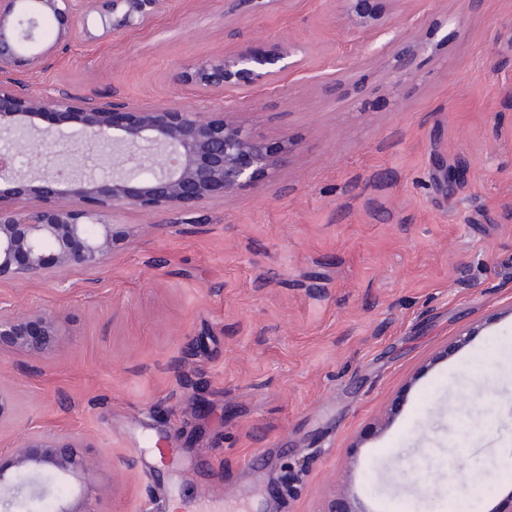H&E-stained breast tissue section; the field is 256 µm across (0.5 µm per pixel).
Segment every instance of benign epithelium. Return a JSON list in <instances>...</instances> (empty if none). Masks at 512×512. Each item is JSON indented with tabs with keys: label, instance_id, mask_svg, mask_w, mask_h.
Returning a JSON list of instances; mask_svg holds the SVG:
<instances>
[{
	"label": "benign epithelium",
	"instance_id": "1",
	"mask_svg": "<svg viewBox=\"0 0 512 512\" xmlns=\"http://www.w3.org/2000/svg\"><path fill=\"white\" fill-rule=\"evenodd\" d=\"M167 0H0V280H50L72 266L99 267L128 242L108 222L123 208L144 211L190 208L254 185L282 162L242 124L237 112H203L180 101L135 108L97 105L60 92H30L15 74L34 69L47 52L40 28L48 19L54 45L106 43L153 25ZM353 23L389 31L393 15L381 7L355 10ZM395 46L389 88L416 79L425 45ZM298 49L275 44L264 52L239 47L180 67L177 80L208 95L276 87L300 66ZM65 122L79 125L70 132ZM112 147V167L96 172L85 146ZM28 158L22 171L19 157ZM12 196L41 203L28 215L5 205ZM56 317L43 308L0 307V358L26 352L52 358L59 352ZM16 417L12 394L0 389V426ZM80 438L26 431L0 452V512L45 492L24 494L33 476L50 475L78 495L58 499L54 512H95L90 496L102 463L86 457Z\"/></svg>",
	"mask_w": 512,
	"mask_h": 512
}]
</instances>
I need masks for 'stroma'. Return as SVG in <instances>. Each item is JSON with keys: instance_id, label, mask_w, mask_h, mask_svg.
I'll return each mask as SVG.
<instances>
[{"instance_id": "stroma-1", "label": "stroma", "mask_w": 512, "mask_h": 512, "mask_svg": "<svg viewBox=\"0 0 512 512\" xmlns=\"http://www.w3.org/2000/svg\"><path fill=\"white\" fill-rule=\"evenodd\" d=\"M395 31L426 46L396 95L387 35L344 0H248L229 22L219 0H168L149 29L22 73L37 94L206 108L180 63L302 58L276 92L224 99L287 151L273 174L112 212L130 238L100 268L0 280V306L54 310L61 343L0 359L19 416L0 448L80 434L104 464L95 512H161L158 487L196 512L244 489L251 512H512V0H401Z\"/></svg>"}]
</instances>
